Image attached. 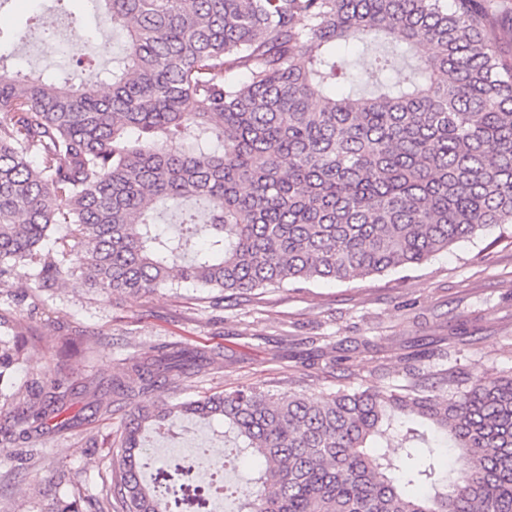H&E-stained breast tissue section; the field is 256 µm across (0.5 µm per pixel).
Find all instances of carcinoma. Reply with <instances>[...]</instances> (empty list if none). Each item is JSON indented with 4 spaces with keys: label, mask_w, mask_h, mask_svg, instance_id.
Listing matches in <instances>:
<instances>
[{
    "label": "carcinoma",
    "mask_w": 512,
    "mask_h": 512,
    "mask_svg": "<svg viewBox=\"0 0 512 512\" xmlns=\"http://www.w3.org/2000/svg\"><path fill=\"white\" fill-rule=\"evenodd\" d=\"M126 31L106 71H0V280L224 294L423 264L512 224L504 0H97ZM428 45L432 52L419 53ZM53 247L44 242L53 232ZM0 401L58 417L56 379ZM224 359L174 345L112 380L131 408L106 509L167 512L142 434L224 424L260 460L234 512H512V375L321 395L143 400Z\"/></svg>",
    "instance_id": "cac0c4a2"
}]
</instances>
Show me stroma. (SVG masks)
Instances as JSON below:
<instances>
[{"instance_id": "1", "label": "stroma", "mask_w": 512, "mask_h": 512, "mask_svg": "<svg viewBox=\"0 0 512 512\" xmlns=\"http://www.w3.org/2000/svg\"><path fill=\"white\" fill-rule=\"evenodd\" d=\"M39 14L52 23L54 39L18 43L17 33ZM89 15L86 0H10L0 8V63L60 69L71 58L76 20ZM25 294L57 317L27 337L12 386L23 392L60 380L78 409L84 385L107 387L124 367L169 344L224 350L220 363L153 392L171 403L241 387L310 395L362 384L389 391L450 372L466 385L512 374L511 226L479 233L420 266L343 283L261 288L218 306L208 290L190 285L142 295L70 287L32 294L27 279L16 278L0 283V313L19 315L13 301ZM129 409L117 399L109 415L61 432L49 420L27 442H1L9 458L0 463V512H53L57 501L74 499L83 512H97ZM188 442L222 453L230 447L197 419L184 420L176 434L152 431L144 440L156 470L169 472L167 447ZM58 471L70 483L49 487L48 476Z\"/></svg>"}]
</instances>
